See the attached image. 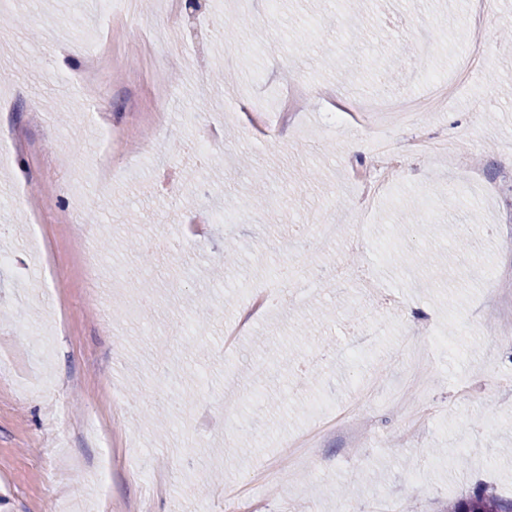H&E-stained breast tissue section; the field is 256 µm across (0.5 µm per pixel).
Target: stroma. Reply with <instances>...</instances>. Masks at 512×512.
Returning a JSON list of instances; mask_svg holds the SVG:
<instances>
[{"label":"stroma","instance_id":"1","mask_svg":"<svg viewBox=\"0 0 512 512\" xmlns=\"http://www.w3.org/2000/svg\"><path fill=\"white\" fill-rule=\"evenodd\" d=\"M470 10V0H197L176 13L185 42L174 55L158 0L124 23L79 0H14L16 23L0 43V133L12 151L0 170V253L11 258L0 265V512H224L228 490L259 512H375L378 491L399 512H444L483 487L512 499V397L495 387L512 378V298L492 286L512 273L496 230L512 216V42L502 37L512 0H486L483 54L449 109L391 132L447 141L459 164L406 153L361 245L347 234L309 247L317 225L351 222L364 193L351 169L378 166L361 127L329 125V113L343 105L373 123L390 100L448 82ZM241 15L249 25L221 53ZM92 32L105 45L96 99L69 81ZM294 77L319 95L281 132L262 134L254 113L275 112ZM159 84L171 114L162 135ZM194 115L220 125L215 154L200 149ZM471 168L497 192L471 183ZM178 191L224 214L190 252ZM73 216L93 225L102 262L124 276L95 284L109 334L84 303L94 283ZM340 265L354 278L336 289ZM287 278L314 289L225 351L224 326L250 294ZM387 290L403 292V312L380 308ZM374 318L385 335H352L353 321ZM44 336L52 355L40 350ZM190 338L197 354L184 349ZM413 341L432 357L439 413L409 446L384 401L403 373L387 355ZM381 366L363 447L330 436L308 464L250 482L320 413L354 403L360 378ZM467 381L477 398L457 394ZM474 418L480 429L466 430ZM188 436L201 447H184Z\"/></svg>","mask_w":512,"mask_h":512}]
</instances>
